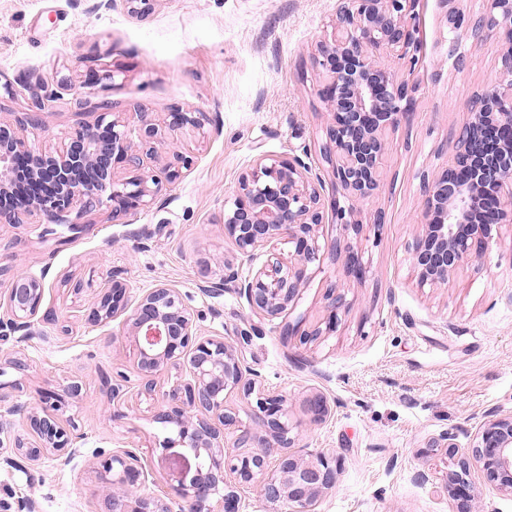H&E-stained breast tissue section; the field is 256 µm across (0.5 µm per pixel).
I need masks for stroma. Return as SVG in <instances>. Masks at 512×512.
Segmentation results:
<instances>
[{
  "mask_svg": "<svg viewBox=\"0 0 512 512\" xmlns=\"http://www.w3.org/2000/svg\"><path fill=\"white\" fill-rule=\"evenodd\" d=\"M339 0H156L144 18L124 0H0V121L26 119L35 99L55 96L29 140L49 145L81 124L95 123L108 102L115 118L139 108L161 119L173 107L206 115L203 129L177 131L170 150L192 156L189 170L149 207L120 219L111 200L70 212L62 226L0 223V266L42 278L43 305L69 325V334L33 318L29 336L0 342V359L24 358L8 370L7 404H34L39 391L80 383L66 411L77 425L73 457L29 468L10 464L0 447V512H107L98 454L136 451L149 474V492L168 494L171 465L161 443L160 393L142 391L136 347L121 320L92 326L83 320L112 271L132 295L164 283L176 288L205 336H230L241 362L260 386L288 395L290 417L304 453L330 451L344 465L316 512H453L441 487L444 457L424 459L429 438L456 432L467 445L492 410H512V224L481 261L462 266L448 284L420 285L411 249L421 232L424 185L454 153L466 104L493 86L501 67L496 34L466 36L467 61L448 58L449 35L437 0L415 7L421 39L413 73L419 83L413 112L387 137L382 189L356 215L358 231L327 223L320 244L341 239L362 255L364 279L347 274L342 259L323 252L285 318L312 327L323 317L329 288L345 305L334 333L302 344L283 342L276 323H257L237 288L213 290L225 263L248 272L251 263L224 234V207L239 176L262 155H297L324 195L335 192L320 149L331 116L318 95L325 78L313 64L330 37ZM113 80L86 82L88 70ZM67 78L70 86L58 85ZM86 102L76 109L73 92ZM383 224H375L376 212ZM72 224L80 233L69 232ZM82 284L72 292L71 282ZM261 333H252L253 324ZM125 376L119 397L101 374ZM332 412L313 423L304 408L312 393ZM426 471L427 482L415 479Z\"/></svg>",
  "mask_w": 512,
  "mask_h": 512,
  "instance_id": "obj_1",
  "label": "stroma"
}]
</instances>
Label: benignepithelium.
Returning a JSON list of instances; mask_svg holds the SVG:
<instances>
[{
    "label": "benign epithelium",
    "mask_w": 512,
    "mask_h": 512,
    "mask_svg": "<svg viewBox=\"0 0 512 512\" xmlns=\"http://www.w3.org/2000/svg\"><path fill=\"white\" fill-rule=\"evenodd\" d=\"M438 2L456 65L464 63V30L475 35L497 32L502 53L498 82L472 96L456 153L425 186L423 232L412 253L423 286L448 282L467 260L498 243L494 230L512 223V137L494 136L497 129H512V0H485L486 10L476 18L453 6L456 0ZM415 3L344 0L331 39L317 46L314 64L326 76L318 95L332 114L321 154L332 166L336 190L347 205H340L336 197L325 200L309 176L310 167L298 156H261L238 179L224 210V235L250 259L281 239L291 247L288 260L271 253L243 280L233 264L224 263L219 286L234 284L261 320L281 318L295 302L309 264L319 258L318 227L326 212L348 225L345 216H354L379 191L384 135L413 110L418 91L417 82L399 75L395 67L400 61L412 66L418 61ZM203 126V113L180 108L159 121L142 111L123 121L109 120L104 112L97 123L81 125L52 146L40 148L13 125L0 122V195L16 189L22 179L40 184L38 197L29 203L17 209L0 207V220L23 224L38 216L53 223L73 209H93L109 188L113 219L146 207L193 164L184 153L161 154L170 132ZM133 133L136 145L131 143ZM487 192L494 197V206L481 210L478 202ZM329 250L344 255L349 274L365 277L359 253L337 239ZM130 293L127 281L111 274L85 321L97 325L126 315L124 335L134 339L137 369L148 394L156 390L157 375L188 369L189 378L162 394L168 406L163 417L178 427L163 447L184 452L170 474L172 498L143 493L148 477L134 451L101 457L96 469L109 485L110 512H172L175 498L182 501V512H216L213 501L218 494L222 512H240V491L255 485L271 512L282 506L289 512H314L321 495L336 485L341 458L325 451L303 455L296 449L287 396L256 390V381L246 377L230 341L198 333L177 289L164 284L148 288L133 304ZM42 300L40 279L13 274L4 299L9 318H0V340L28 330L39 313L43 321L58 323L57 312H40ZM343 306V296L332 287L326 295L324 326L301 332L299 325L282 322L280 336L287 341L297 336L305 343L333 332ZM81 389L73 382L40 392L26 415L29 435L12 438L14 453L34 465L70 459L76 451V425L63 421L62 414ZM234 392L245 399L256 396L257 427L242 430L234 441V447L246 449L241 454H228L224 448L226 431L237 422L227 405ZM305 407L314 423L331 414L330 403L320 392L307 398ZM420 455L447 459L444 489L456 512H475L478 478L512 496V410L489 412L464 448L457 443V434L447 431L429 439Z\"/></svg>",
    "instance_id": "obj_1"
}]
</instances>
